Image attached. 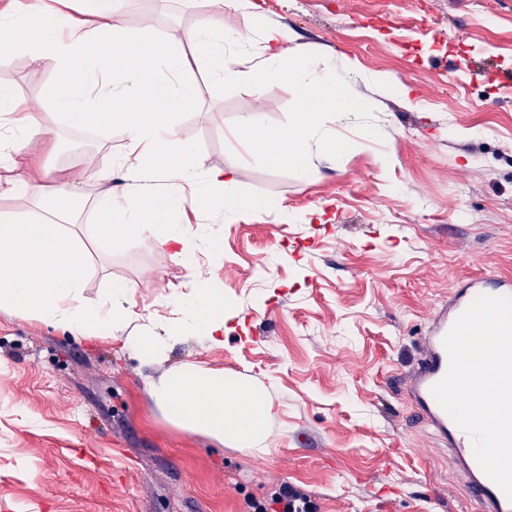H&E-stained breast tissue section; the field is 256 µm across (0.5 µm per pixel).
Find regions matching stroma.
<instances>
[{
    "instance_id": "35a3bbf8",
    "label": "stroma",
    "mask_w": 512,
    "mask_h": 512,
    "mask_svg": "<svg viewBox=\"0 0 512 512\" xmlns=\"http://www.w3.org/2000/svg\"><path fill=\"white\" fill-rule=\"evenodd\" d=\"M262 18L225 6V28L261 22L293 31L312 57L338 52L389 77L358 85L365 119H321L342 151L308 181L234 136L258 113L293 125L287 83L219 88L189 55L196 103L175 113L178 137L206 166L234 170L255 208L228 218L185 207L175 223L203 229L214 252L193 256L224 287V342L188 335L146 365L118 342L72 333L33 313L0 310V508L7 512H249L248 499L288 483L317 512H467L453 460L406 400L412 363L436 301L467 277L512 276V0H262ZM210 0H126L124 22L183 44ZM372 26L360 25V17ZM57 136L44 163L120 159L138 118L112 99V134L81 137L55 101L44 60L0 49V86ZM379 134L369 140L365 124ZM86 299L115 285L135 311L174 318L172 296L196 284L147 242L81 235ZM195 364L264 385L277 412L269 451L247 453L178 429L150 384ZM19 458L28 468H10Z\"/></svg>"
}]
</instances>
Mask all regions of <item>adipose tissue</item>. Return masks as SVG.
Listing matches in <instances>:
<instances>
[{
	"instance_id": "adipose-tissue-1",
	"label": "adipose tissue",
	"mask_w": 512,
	"mask_h": 512,
	"mask_svg": "<svg viewBox=\"0 0 512 512\" xmlns=\"http://www.w3.org/2000/svg\"><path fill=\"white\" fill-rule=\"evenodd\" d=\"M45 0H30L15 11L11 0L0 6V47L27 48L44 56L56 78L59 107L73 125L97 117L108 129L106 100L120 95L140 98L142 107L159 115L156 123L128 128V152L118 161L88 157L84 164L64 170L30 163L35 138L53 140L34 108L19 101L13 90L0 86V117H15L17 134H0V197L32 192L33 207L26 213L0 212V309L34 312L69 331L91 335L108 330L112 339L133 350L144 363L164 357L172 341L198 335L220 344L224 341V291L202 286V273L191 263L194 250L207 247L205 238L189 235L184 225L170 221L184 205L200 211H218L234 217L252 208L250 199L236 190L233 170L206 166L190 145L181 141L169 117L189 108L193 87L181 81L182 53L158 36L129 31L118 0H89L87 7L70 16L65 30L56 29ZM259 53H240L245 33L225 29L218 15H207L186 37L204 62L212 82L239 81L262 87L287 82L294 89L300 116L293 127L265 129L258 114L244 117L236 136L252 151L277 164H286L301 179L316 173L315 157L342 150L344 143L323 129L318 118L333 112L345 117L363 112L364 102L354 89L358 84L386 85L383 75L349 67L338 70L331 61L312 64L307 48L287 27L268 23L258 33ZM119 52L125 69L114 74L110 54ZM81 62L83 85H75L71 66ZM167 177L191 187L190 197L158 193L149 204L151 218L142 222L137 209L122 208L121 201L141 191L144 173ZM94 179L96 193L82 200L94 217L93 231L109 239L148 241L170 250L172 258L198 281L191 294L176 297L177 317L163 321L134 311L130 289L118 286L97 300L85 299V254L64 225L81 221L75 208L77 189ZM123 213L115 223V213ZM137 333H128L131 323ZM151 394L166 420L220 445L245 448L257 454L268 451L273 403L267 390L243 385L223 372L188 364L170 369L151 385Z\"/></svg>"
}]
</instances>
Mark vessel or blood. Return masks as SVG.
Returning a JSON list of instances; mask_svg holds the SVG:
<instances>
[{
    "mask_svg": "<svg viewBox=\"0 0 512 512\" xmlns=\"http://www.w3.org/2000/svg\"><path fill=\"white\" fill-rule=\"evenodd\" d=\"M480 295L512 296V278L489 273L473 277L433 312L423 338L422 353L404 375L405 392L436 438L447 447L456 466L457 478L469 492L472 512H512V501L476 461L469 434L450 418L432 394L433 385L448 368L443 339L468 305Z\"/></svg>",
    "mask_w": 512,
    "mask_h": 512,
    "instance_id": "vessel-or-blood-1",
    "label": "vessel or blood"
}]
</instances>
